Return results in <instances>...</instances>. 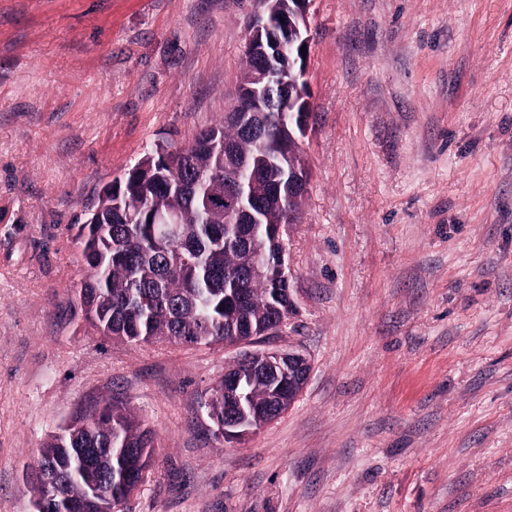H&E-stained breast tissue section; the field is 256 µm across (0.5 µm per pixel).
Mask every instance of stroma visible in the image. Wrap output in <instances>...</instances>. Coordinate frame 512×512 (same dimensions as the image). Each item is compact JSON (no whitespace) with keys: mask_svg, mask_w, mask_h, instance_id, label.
Wrapping results in <instances>:
<instances>
[{"mask_svg":"<svg viewBox=\"0 0 512 512\" xmlns=\"http://www.w3.org/2000/svg\"><path fill=\"white\" fill-rule=\"evenodd\" d=\"M251 9L0 0V512L107 399L155 436L119 512H512V0H312L294 307L262 342L311 370L246 444L204 407L236 349L87 324L86 207L223 120Z\"/></svg>","mask_w":512,"mask_h":512,"instance_id":"1","label":"stroma"}]
</instances>
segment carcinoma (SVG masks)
<instances>
[{
  "label": "carcinoma",
  "instance_id": "obj_1",
  "mask_svg": "<svg viewBox=\"0 0 512 512\" xmlns=\"http://www.w3.org/2000/svg\"><path fill=\"white\" fill-rule=\"evenodd\" d=\"M265 16L275 28L280 19L293 27L296 19L289 0H262ZM297 118L280 122L269 112L259 134L220 122L200 130L179 156L158 142L126 172L121 181L102 188L81 229L97 227V234L82 236L86 274L81 281L83 308L90 326L99 334L130 343H224L243 328L261 335L288 314V297L275 268L262 276L253 264L274 257V231L288 223V205L264 200L254 224L224 222V169L214 171L215 159L207 147L214 132L234 152L239 164L259 163L269 177L298 171L309 177L294 137L298 118L310 122L311 106H288ZM180 216L177 235L166 249L153 247V238L167 225L155 224L157 213ZM195 251L200 261L192 266L182 255ZM253 408L275 410L289 405L296 394L276 390L265 376L248 385ZM218 419L238 413V402L224 394V382L213 388L206 405ZM154 451L153 433L127 409L109 401L85 414V423L62 435L50 436L41 450L40 467L54 468L66 491L79 499L78 512H102V500L84 490L86 480L109 485L123 477L141 483ZM87 455L92 466L76 477L77 460Z\"/></svg>",
  "mask_w": 512,
  "mask_h": 512
}]
</instances>
